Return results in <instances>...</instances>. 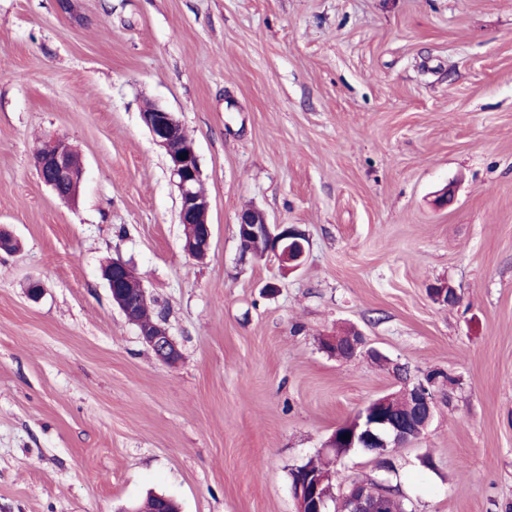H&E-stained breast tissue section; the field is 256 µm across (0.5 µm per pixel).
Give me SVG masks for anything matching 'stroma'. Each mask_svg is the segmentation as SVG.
<instances>
[{
    "mask_svg": "<svg viewBox=\"0 0 512 512\" xmlns=\"http://www.w3.org/2000/svg\"><path fill=\"white\" fill-rule=\"evenodd\" d=\"M150 103L199 158L201 262ZM48 137L83 159L75 203L36 173ZM248 207L305 233L300 270L243 255ZM1 224L0 512H295L291 470L399 364L445 375L430 427L339 469L405 512H512V0H0ZM115 258L176 366L113 306ZM352 328L382 360L322 349Z\"/></svg>",
    "mask_w": 512,
    "mask_h": 512,
    "instance_id": "35a3bbf8",
    "label": "stroma"
}]
</instances>
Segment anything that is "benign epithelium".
<instances>
[{
    "label": "benign epithelium",
    "mask_w": 512,
    "mask_h": 512,
    "mask_svg": "<svg viewBox=\"0 0 512 512\" xmlns=\"http://www.w3.org/2000/svg\"><path fill=\"white\" fill-rule=\"evenodd\" d=\"M153 143L165 154L170 177L179 191V221L183 227V251L189 257L206 258L212 239L208 221L210 201L198 190L202 181L199 159L192 142L184 137L183 126L174 113L153 105L141 112ZM34 165L42 182L65 201L75 197L66 191L69 183L83 177V162L69 143L49 138L34 155ZM238 237L242 252L255 258L275 257L289 271L301 268L306 260L308 240L294 224H271L265 214L254 207L238 215ZM112 302L127 321L138 328L139 336L157 360L174 366L181 358V350L161 319L145 324L139 320L136 303L126 301L124 285L135 279L134 270L120 259L112 260L103 271ZM434 299L448 306L456 305L460 297L455 289L445 286L431 288ZM322 346L328 352L347 361L367 353L365 337L358 331L349 333L348 339L326 336ZM409 406L401 413L388 409L390 397L371 400L348 426L349 447L367 451L384 446L396 448L422 435L435 414V394L432 387L415 384L403 391ZM298 512H327V499L319 492V484L300 479L291 485ZM347 512H384L390 497V487L375 480L354 482L346 494Z\"/></svg>",
    "instance_id": "benign-epithelium-1"
}]
</instances>
